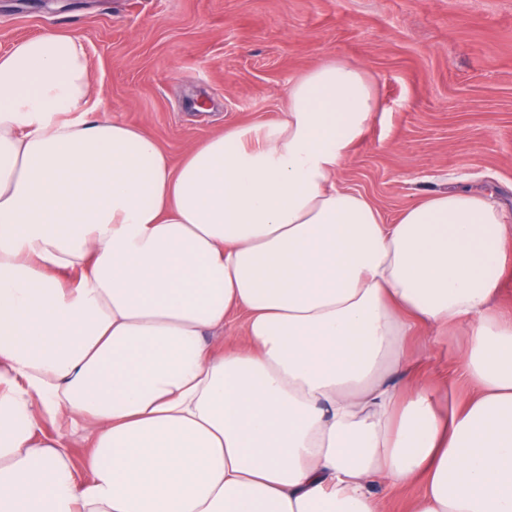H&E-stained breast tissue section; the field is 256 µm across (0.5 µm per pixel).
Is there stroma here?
I'll list each match as a JSON object with an SVG mask.
<instances>
[{"instance_id":"stroma-1","label":"stroma","mask_w":512,"mask_h":512,"mask_svg":"<svg viewBox=\"0 0 512 512\" xmlns=\"http://www.w3.org/2000/svg\"><path fill=\"white\" fill-rule=\"evenodd\" d=\"M51 32L83 45L108 118L175 165L215 133L276 121L289 82L321 63L361 66L385 109L339 184L390 224L455 189L512 220V0H0V55ZM457 343L417 342L421 376L455 393Z\"/></svg>"}]
</instances>
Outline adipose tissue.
I'll return each instance as SVG.
<instances>
[{"label":"adipose tissue","instance_id":"ef3b65f1","mask_svg":"<svg viewBox=\"0 0 512 512\" xmlns=\"http://www.w3.org/2000/svg\"><path fill=\"white\" fill-rule=\"evenodd\" d=\"M90 89L70 35L0 55V512H384L416 483L405 512H512V225L466 190L388 224L338 184L366 73L321 64L176 165ZM423 328L463 336L452 406Z\"/></svg>","mask_w":512,"mask_h":512}]
</instances>
